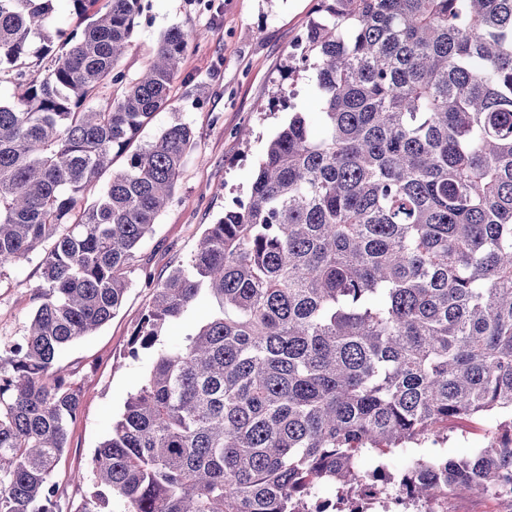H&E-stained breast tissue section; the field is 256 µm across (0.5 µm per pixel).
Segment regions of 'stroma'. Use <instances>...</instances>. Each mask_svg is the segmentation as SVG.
<instances>
[{"mask_svg":"<svg viewBox=\"0 0 512 512\" xmlns=\"http://www.w3.org/2000/svg\"><path fill=\"white\" fill-rule=\"evenodd\" d=\"M320 5V0H146L132 46L119 63L127 78L138 75L170 27H191L201 37L181 60L168 105L137 142L146 144L181 121L194 130L197 146L183 165L172 199L137 252L120 309L64 354L63 362L81 388L79 414L69 425L67 447L52 476L65 502L84 497L88 482L71 481V474L89 473L113 418L151 366V352L136 360L125 356L150 298L146 277L165 279L185 263L209 225L235 199L248 195L258 160L290 113L304 112L318 122L320 102L297 45L311 21L320 17ZM39 283L36 261L0 270V344L23 335ZM495 426L491 419L477 425L453 423L442 454L473 457Z\"/></svg>","mask_w":512,"mask_h":512,"instance_id":"1","label":"stroma"}]
</instances>
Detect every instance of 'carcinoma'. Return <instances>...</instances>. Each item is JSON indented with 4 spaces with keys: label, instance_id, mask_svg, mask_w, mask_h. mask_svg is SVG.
Masks as SVG:
<instances>
[{
    "label": "carcinoma",
    "instance_id": "cac0c4a2",
    "mask_svg": "<svg viewBox=\"0 0 512 512\" xmlns=\"http://www.w3.org/2000/svg\"><path fill=\"white\" fill-rule=\"evenodd\" d=\"M54 2L0 0L18 90L0 99V269L36 254L41 278L0 352V512H313L326 484L341 512L364 459L384 470L485 416L489 447L423 453L396 484L423 504L512 500V0H321L301 57L320 125L292 113L248 196L186 264L146 277L127 355L155 359L73 511L50 480L80 408L63 353L121 306L195 147L182 122L133 144L200 33L168 29L129 80L144 0H67L80 30L49 25ZM203 295L209 318L163 343Z\"/></svg>",
    "mask_w": 512,
    "mask_h": 512
}]
</instances>
